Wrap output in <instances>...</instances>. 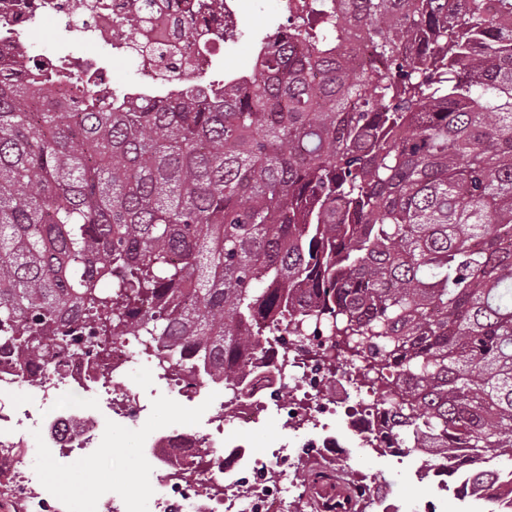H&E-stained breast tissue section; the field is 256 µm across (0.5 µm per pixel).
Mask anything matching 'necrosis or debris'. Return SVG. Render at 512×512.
I'll return each instance as SVG.
<instances>
[{"mask_svg": "<svg viewBox=\"0 0 512 512\" xmlns=\"http://www.w3.org/2000/svg\"><path fill=\"white\" fill-rule=\"evenodd\" d=\"M141 2L0 0V58L23 69L49 62L55 98L72 103L91 91H110V65L117 58L136 64L141 81L134 94L170 93L204 85L213 57L233 43L247 21L248 0H219L218 8L199 20L201 38L194 41L182 36L180 22L198 0H151L153 9L140 19L135 37H126L124 22ZM49 16L55 17L63 36L50 51L41 52L33 35ZM279 347L288 353L287 375L296 388L295 397L281 404L288 426L321 429L323 415L348 405L349 379L319 364L313 355L292 350L290 337H282ZM131 364L121 341L94 361L71 351L59 353L52 370L40 373L33 383L41 401L54 405L49 420L23 405L8 411L0 408V483L7 486L0 493V505L19 506L20 512H71L64 497L48 491L32 468L23 465L14 434L29 424L43 426L46 447L58 449L67 466H78L85 449L99 445V418L83 405L60 402L62 387L102 389L107 408L134 423L143 407L122 385ZM280 389L277 378L255 370L243 394L221 392L213 431L176 426L142 442L141 451L155 462L156 480L132 487L131 498L149 497L153 512H292L302 490L287 479L300 460L316 457L333 467L348 459L349 449L333 435L307 442L295 452L278 448L266 456L225 441V422L257 423L269 404H280Z\"/></svg>", "mask_w": 512, "mask_h": 512, "instance_id": "1", "label": "necrosis or debris"}]
</instances>
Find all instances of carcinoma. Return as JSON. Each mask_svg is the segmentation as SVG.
Wrapping results in <instances>:
<instances>
[{"instance_id":"obj_1","label":"carcinoma","mask_w":512,"mask_h":512,"mask_svg":"<svg viewBox=\"0 0 512 512\" xmlns=\"http://www.w3.org/2000/svg\"><path fill=\"white\" fill-rule=\"evenodd\" d=\"M259 44L247 84L75 112L0 68V343L155 341L236 390L280 330L324 336L479 494L512 460V0H303ZM296 481L362 512L347 470Z\"/></svg>"}]
</instances>
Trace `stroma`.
Here are the masks:
<instances>
[{
    "label": "stroma",
    "instance_id": "obj_1",
    "mask_svg": "<svg viewBox=\"0 0 512 512\" xmlns=\"http://www.w3.org/2000/svg\"><path fill=\"white\" fill-rule=\"evenodd\" d=\"M286 19L277 0H256L242 34L238 35L232 50L224 55V68L250 71L256 48L254 32L272 23H285ZM127 386L146 407L142 417L134 423L112 417L103 410L97 394L90 392L83 396V404L100 413L103 445L87 453L81 469L52 465L49 450L41 446L42 434L38 429L31 428L20 435L29 465L39 471L49 488L72 500L74 512H97L88 489L100 482H107L110 492L118 498L126 496L131 483H148L153 465L141 453L140 439L173 425L208 427L216 405V397L211 393L192 402L180 400L165 381L141 365L135 366ZM224 432L240 435L259 453L294 439L293 431L273 407L258 424L243 431L228 424ZM350 464L370 481L389 488L390 500L397 512H481L483 508L482 503L474 499L461 500L438 492L422 477L427 462L420 455L397 459L373 448L358 447Z\"/></svg>",
    "mask_w": 512,
    "mask_h": 512
}]
</instances>
